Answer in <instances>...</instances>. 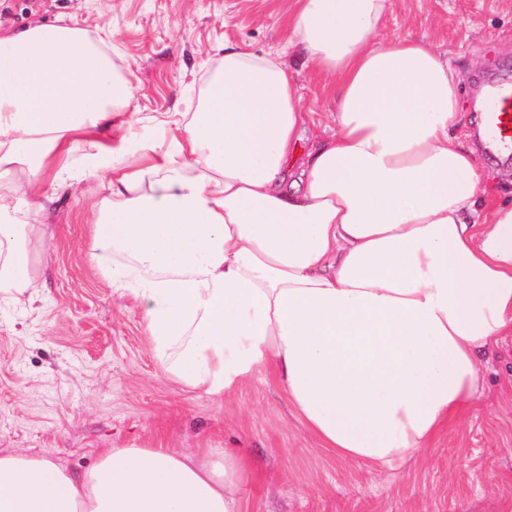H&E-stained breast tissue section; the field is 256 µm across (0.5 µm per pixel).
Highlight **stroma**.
I'll return each mask as SVG.
<instances>
[{
    "instance_id": "obj_1",
    "label": "stroma",
    "mask_w": 512,
    "mask_h": 512,
    "mask_svg": "<svg viewBox=\"0 0 512 512\" xmlns=\"http://www.w3.org/2000/svg\"><path fill=\"white\" fill-rule=\"evenodd\" d=\"M0 34L69 17L89 34L112 32V60L129 79L131 108L148 119L192 112L231 41L289 66L318 135L336 126L319 81L287 46L292 0H0ZM426 37L461 77L452 133L481 166L499 164L484 206L512 195V159L478 147L483 86L512 81V0H393L383 40ZM97 182L62 186L40 222L46 269L31 304L0 290V449L91 465L103 448L233 450L255 476L243 512H512V343L484 359L485 396L470 425L388 466L343 461L317 448L267 377L217 401L174 382L139 308L113 294L90 258L86 213Z\"/></svg>"
}]
</instances>
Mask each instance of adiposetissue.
Listing matches in <instances>:
<instances>
[{"label": "adipose tissue", "mask_w": 512, "mask_h": 512, "mask_svg": "<svg viewBox=\"0 0 512 512\" xmlns=\"http://www.w3.org/2000/svg\"><path fill=\"white\" fill-rule=\"evenodd\" d=\"M391 0H294L290 44L336 131L276 58L225 43L202 112L142 122L103 37L76 22L0 36V288L47 252L35 198L93 179L90 255L141 310L170 378L220 399L271 374L319 448L389 465L461 426L483 357L512 335V202L451 136L459 76L425 38L383 42ZM227 451L104 448L74 472L0 455V512H242Z\"/></svg>", "instance_id": "obj_1"}]
</instances>
